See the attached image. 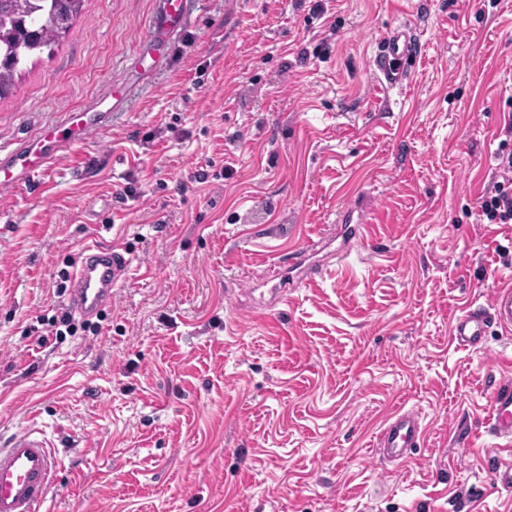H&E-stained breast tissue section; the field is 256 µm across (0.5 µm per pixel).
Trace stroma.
Instances as JSON below:
<instances>
[{
  "label": "stroma",
  "mask_w": 512,
  "mask_h": 512,
  "mask_svg": "<svg viewBox=\"0 0 512 512\" xmlns=\"http://www.w3.org/2000/svg\"><path fill=\"white\" fill-rule=\"evenodd\" d=\"M313 5L192 0L149 49L158 0H84L0 98L7 152L108 80L129 89L0 195V446L32 425L58 448L53 512H512V444L486 432L512 332L450 341L512 285V224L479 211L512 145V0ZM404 21L419 60L384 90L376 44ZM354 204L359 243L339 222ZM95 241L130 254L129 279L92 330L41 343ZM400 409L426 440L394 464L374 443ZM356 214V216H355ZM341 223L342 224H358L351 230V240H362L368 223V217L365 212L357 206H348L341 210Z\"/></svg>",
  "instance_id": "1"
}]
</instances>
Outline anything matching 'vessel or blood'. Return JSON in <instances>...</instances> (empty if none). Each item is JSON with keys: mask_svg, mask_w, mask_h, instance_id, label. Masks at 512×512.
Here are the masks:
<instances>
[{"mask_svg": "<svg viewBox=\"0 0 512 512\" xmlns=\"http://www.w3.org/2000/svg\"><path fill=\"white\" fill-rule=\"evenodd\" d=\"M187 8L188 0H159L156 34L174 33ZM419 53V42L409 23L387 29L373 60L380 86L391 89L401 85ZM126 94L122 83L110 80L107 94L93 111L66 113L58 124L43 130L42 146L26 140L0 154V192L29 185L47 173L68 150L100 131L113 107ZM341 221L351 225L353 240L363 239L368 222L364 211L346 207ZM130 267V257L116 245H85L71 279V306L83 316L98 315L111 305L112 290L127 279ZM494 326L512 330L511 285L497 288L487 306L470 308L458 315L452 340L457 348L479 351ZM488 425L494 436L512 443V384H502L493 392ZM424 440L425 428L419 414L401 410L387 418L375 448L387 460L404 461ZM60 467L58 454L44 434L35 430L12 434L6 447L0 448V512H47Z\"/></svg>", "mask_w": 512, "mask_h": 512, "instance_id": "obj_1", "label": "vessel or blood"}]
</instances>
